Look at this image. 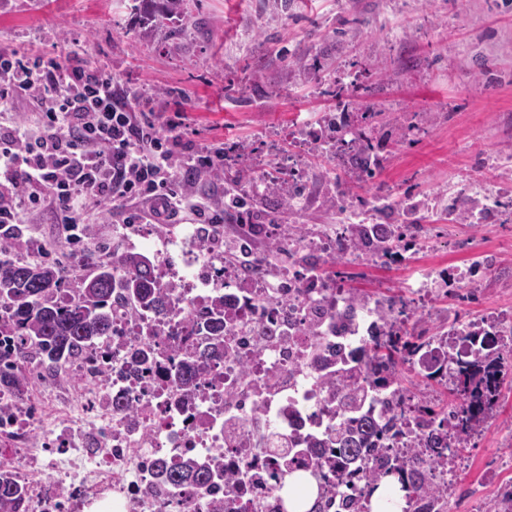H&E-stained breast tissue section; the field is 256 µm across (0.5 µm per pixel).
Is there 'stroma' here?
<instances>
[{
	"instance_id": "stroma-1",
	"label": "stroma",
	"mask_w": 512,
	"mask_h": 512,
	"mask_svg": "<svg viewBox=\"0 0 512 512\" xmlns=\"http://www.w3.org/2000/svg\"><path fill=\"white\" fill-rule=\"evenodd\" d=\"M132 0H0V48L65 57L71 43L140 103L186 114L187 147L230 148L223 178L200 193L222 200L253 162L287 148L299 117L336 106V86L356 79L369 97L392 103L379 132L397 150L384 172L418 196L436 194L478 170L488 154L512 157V0H186L185 15L142 24ZM167 225L130 233L118 210L101 211L82 246L156 251ZM420 240L405 265L367 264L344 277L351 288L384 289L414 308L416 330L512 309V223L449 224ZM492 255L474 294L437 285L431 302L411 288L426 265L467 266ZM462 486L493 500L512 481V372L500 407L467 444ZM502 464L499 479L485 464Z\"/></svg>"
}]
</instances>
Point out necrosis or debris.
Here are the masks:
<instances>
[{
	"mask_svg": "<svg viewBox=\"0 0 512 512\" xmlns=\"http://www.w3.org/2000/svg\"><path fill=\"white\" fill-rule=\"evenodd\" d=\"M288 137L293 154L264 166L248 190L285 194L293 224L276 240L289 250L340 265L400 264L421 230L512 217V180L498 175L510 161H488L467 174L460 189L421 198L380 183L388 149L368 114L350 104L292 127ZM324 206L335 208V223L301 224V217ZM352 224L365 226L366 242L349 233ZM378 239L391 241V248L373 250ZM167 249L153 258L157 282L170 290L164 314L133 318L114 309L111 354L103 359L94 350L69 365L80 386L75 397L58 395L46 382L26 385L22 396L0 405V469L22 482L28 512H82L93 503L110 512H277L274 485L288 467L316 475L332 468L352 488L365 487L370 459L346 465L324 445V432L339 417L328 379L343 366L349 386L364 387L371 348L411 335L413 315L374 295L346 318L349 295L338 277L273 265L256 246L242 264L225 262L223 235H207L202 225L172 227ZM479 270L476 264L449 272L424 268L415 293L430 297L441 277L452 291L474 287ZM218 306L223 331L200 328ZM502 342L512 343L508 309L449 324L412 353L408 365L423 378L441 375L449 360L473 361ZM135 349L148 351L146 362L132 365ZM175 367L195 371V386L174 380ZM389 415L392 456L410 468L432 459L425 473L447 499L467 469L454 436L437 430L444 450L434 454L415 400L394 384L368 394L363 431ZM283 439L295 449L287 463L276 451ZM218 455L224 474L206 485L169 489L158 479L159 467L173 470L186 459L207 462ZM242 469L249 480L231 483L230 475Z\"/></svg>",
	"mask_w": 512,
	"mask_h": 512,
	"instance_id": "4bbe7bcc",
	"label": "necrosis or debris"
}]
</instances>
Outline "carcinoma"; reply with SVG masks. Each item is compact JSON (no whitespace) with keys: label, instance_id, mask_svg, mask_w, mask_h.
Masks as SVG:
<instances>
[{"label":"carcinoma","instance_id":"obj_1","mask_svg":"<svg viewBox=\"0 0 512 512\" xmlns=\"http://www.w3.org/2000/svg\"><path fill=\"white\" fill-rule=\"evenodd\" d=\"M185 0H139V11L147 19L156 14L170 16L184 13ZM16 225L0 237V400L18 394L27 375L26 364L37 372L58 373L71 360L91 351L100 341L112 336V308L129 306L132 310L164 312L168 289L160 287L152 273L149 257L126 252L102 259L92 253L85 256L89 272L70 285L59 262H21L9 257L20 239ZM430 343L422 335L396 336L372 350L376 383L392 379L389 368L401 354ZM509 365L500 354L490 361L477 359L451 369L440 377L453 397L451 405L429 401L423 412L442 426L448 416L456 419L457 445L464 447L496 413ZM365 394L350 389L339 404L344 421L336 424L327 438L345 456L385 454L387 449L365 440L351 422L361 412ZM223 472L220 459L208 465L189 461L167 473L173 486L185 482L204 484ZM369 493L381 487L394 488L400 483L404 497L426 493L421 474L405 477L404 465L384 464L368 476ZM0 512H27L23 488L10 473L0 470Z\"/></svg>","mask_w":512,"mask_h":512}]
</instances>
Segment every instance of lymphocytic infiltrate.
<instances>
[{
	"label": "lymphocytic infiltrate",
	"instance_id": "lymphocytic-infiltrate-1",
	"mask_svg": "<svg viewBox=\"0 0 512 512\" xmlns=\"http://www.w3.org/2000/svg\"><path fill=\"white\" fill-rule=\"evenodd\" d=\"M85 53L77 42L62 62L0 49V104L28 110L0 123V224L50 213L76 243L86 213L112 203L126 224L223 223L196 191L223 173V153H184L180 121L142 111Z\"/></svg>",
	"mask_w": 512,
	"mask_h": 512
}]
</instances>
